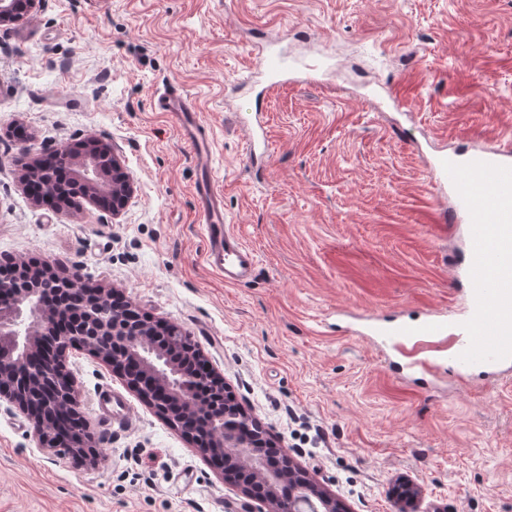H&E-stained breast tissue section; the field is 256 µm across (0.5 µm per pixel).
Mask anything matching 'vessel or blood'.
Masks as SVG:
<instances>
[{
    "label": "vessel or blood",
    "instance_id": "obj_1",
    "mask_svg": "<svg viewBox=\"0 0 512 512\" xmlns=\"http://www.w3.org/2000/svg\"><path fill=\"white\" fill-rule=\"evenodd\" d=\"M260 64L251 76L250 115L245 155L248 163L265 157L269 142L260 119L262 102L275 88L298 74L314 73L324 63L288 59L270 45L258 50ZM155 110L175 117L181 139L192 151L198 177L193 187L205 231V264L223 274L225 283L252 280L255 251L224 222V195L211 174L212 146L200 112L181 87L167 85L155 95ZM432 176L448 189L453 204L443 213L445 223L464 226L462 275L468 283L466 305L446 319L370 321L350 325V332L372 337L403 355L409 371H450L459 380L472 377L501 380L512 376V142L474 141L435 158ZM94 412L101 422L121 428L131 416L128 403L102 390Z\"/></svg>",
    "mask_w": 512,
    "mask_h": 512
}]
</instances>
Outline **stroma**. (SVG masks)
I'll list each match as a JSON object with an SVG mask.
<instances>
[{
  "label": "stroma",
  "instance_id": "1",
  "mask_svg": "<svg viewBox=\"0 0 512 512\" xmlns=\"http://www.w3.org/2000/svg\"><path fill=\"white\" fill-rule=\"evenodd\" d=\"M271 39L334 68L269 96L271 154L255 169L227 96ZM167 82L210 130L224 219L258 257L249 283L203 261L191 152L153 107ZM390 85L405 110L376 109ZM476 135H512V0H42L0 26V263L80 269L179 325L345 512H394L405 479L422 488L409 512H512V379L417 385L336 329L341 309L409 320L461 306L448 259L463 242L438 221L428 161ZM89 141L131 180L124 207L36 201L24 163ZM64 363L100 456L43 450L0 401V512H251L110 365L78 347ZM105 388L129 399V426L96 418Z\"/></svg>",
  "mask_w": 512,
  "mask_h": 512
}]
</instances>
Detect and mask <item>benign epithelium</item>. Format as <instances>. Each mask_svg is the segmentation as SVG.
Wrapping results in <instances>:
<instances>
[{
    "label": "benign epithelium",
    "mask_w": 512,
    "mask_h": 512,
    "mask_svg": "<svg viewBox=\"0 0 512 512\" xmlns=\"http://www.w3.org/2000/svg\"><path fill=\"white\" fill-rule=\"evenodd\" d=\"M118 168L110 152L75 157L71 160V183L83 186L86 197L115 210L132 194L130 180L123 177L112 182L110 194L99 191L97 184L101 175ZM26 280L24 275L0 281V397L33 418L34 435L42 447L70 446L78 454H94L81 439L84 423L80 402L63 360L66 349L81 347L122 372L126 362L136 365L139 377L130 385L144 398L147 393L142 387L151 390L155 394L151 404L156 410L165 414L190 410L171 424L204 456L251 471L263 490L259 497L247 493L261 504L258 512H338L335 495L318 482L301 479L288 496L278 494L284 476L296 471V451L279 449L280 465L273 467L267 463L266 436L252 431L248 414L235 401L211 404L199 411L198 393L222 378L167 357L152 342L148 317L136 323L120 303L105 305L92 298L78 312V322L60 334L57 322L69 317V310L62 303L50 312L41 308L31 311L35 294L27 288ZM81 284L83 275L75 270L59 278L58 291L66 298ZM30 357L41 371L34 383L23 374Z\"/></svg>",
    "instance_id": "obj_1"
}]
</instances>
